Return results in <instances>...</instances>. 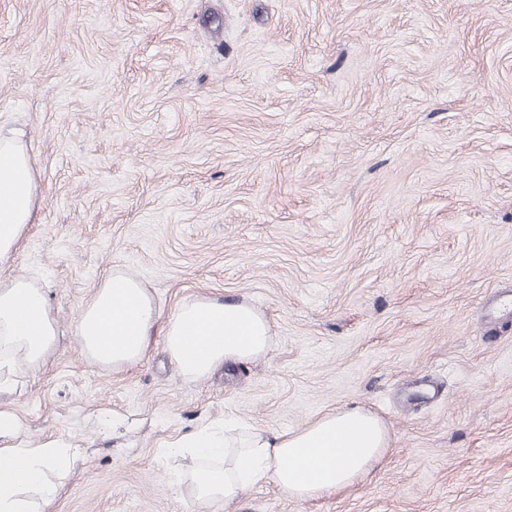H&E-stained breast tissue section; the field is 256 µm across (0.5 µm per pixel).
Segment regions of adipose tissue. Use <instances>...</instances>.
<instances>
[{
    "label": "adipose tissue",
    "instance_id": "obj_1",
    "mask_svg": "<svg viewBox=\"0 0 512 512\" xmlns=\"http://www.w3.org/2000/svg\"><path fill=\"white\" fill-rule=\"evenodd\" d=\"M39 203L37 171L24 133H0V262L16 251ZM158 335L188 379L205 377L227 362L263 357L272 344L268 319L249 303L206 296L181 303L166 318L146 285L120 269L95 289L76 327L82 352L115 369L141 363ZM58 336L41 288L22 276L0 281V366L42 365ZM19 430L13 415L0 412V512H38L57 491L48 471L66 458L65 449L48 444L17 447L13 440ZM389 447L384 422L353 405L292 431L231 424L219 437L203 430L172 454L191 452L196 462L192 493L205 506L237 501L261 481L295 500L338 491L371 473Z\"/></svg>",
    "mask_w": 512,
    "mask_h": 512
}]
</instances>
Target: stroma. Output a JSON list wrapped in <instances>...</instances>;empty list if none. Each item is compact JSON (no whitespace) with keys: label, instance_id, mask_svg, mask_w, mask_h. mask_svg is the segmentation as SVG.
Here are the masks:
<instances>
[{"label":"stroma","instance_id":"stroma-1","mask_svg":"<svg viewBox=\"0 0 512 512\" xmlns=\"http://www.w3.org/2000/svg\"><path fill=\"white\" fill-rule=\"evenodd\" d=\"M0 129L42 191L0 280L59 325L0 412L74 456L42 512H198L171 447L353 404L390 436L368 476L209 512H512V0H0ZM116 268L166 316L252 303L270 351L95 364L75 323Z\"/></svg>","mask_w":512,"mask_h":512}]
</instances>
